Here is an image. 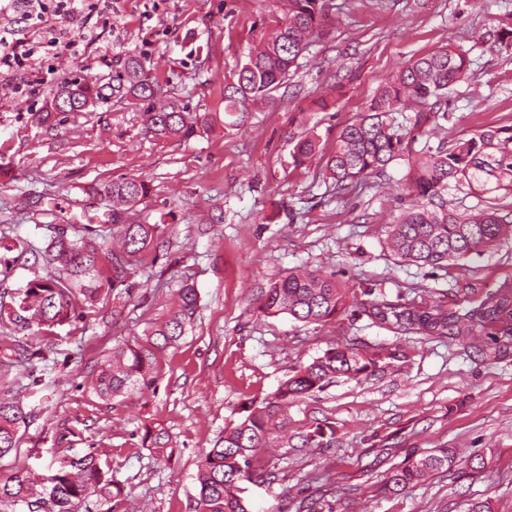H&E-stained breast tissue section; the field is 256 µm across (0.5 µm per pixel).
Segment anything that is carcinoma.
<instances>
[{
    "label": "carcinoma",
    "mask_w": 512,
    "mask_h": 512,
    "mask_svg": "<svg viewBox=\"0 0 512 512\" xmlns=\"http://www.w3.org/2000/svg\"><path fill=\"white\" fill-rule=\"evenodd\" d=\"M329 14L324 0H288V12L278 27L251 49L236 79L224 84V113L242 114L258 100L268 99L287 80L291 68L316 38L325 34ZM468 52L448 44L425 56L412 59L380 85L365 112L346 125L329 153L320 148L316 133L300 138L293 148L295 166L316 161L333 180L336 194L367 177L387 176L389 165L409 157L406 188L408 201L396 222L390 225L387 248L392 255L420 266L442 267L448 262L480 257L496 250L512 237V127L489 129L469 138L437 145L425 141L423 125L447 119V95L451 86L469 76ZM112 93L151 100L153 83L143 77L139 59L129 56L112 78ZM107 100L102 88L73 82L62 86L52 97L49 108L37 121H51L60 103L69 111L80 112ZM421 107L415 122L407 127L393 114L409 104ZM147 128L163 141H186L211 126L217 117L211 113L188 112L170 104L144 113ZM462 188L480 197L478 205L460 210L448 200V190ZM151 185L145 178H123L88 187V193L112 199V223L118 249L106 246L85 225L70 236L62 231L51 239L43 252L47 264L57 270L49 277L29 281L24 291L10 302L0 300V323L23 334L0 344V369L8 372L15 364L30 360V336H53L70 323L80 303L96 301L102 291L125 282L128 267L157 237L156 224L123 222L125 211L149 196ZM176 300L161 317L152 321L144 338L134 344L118 343L101 364L93 380V392L103 400L123 397L135 391L156 389L162 377V352L176 346L193 328L199 310V293L186 283L176 290ZM373 323L396 332L415 331L426 336H459L462 342L489 338L498 347L512 344V283H503L478 306L460 314L438 306H420L374 300L362 304ZM346 308V294L335 275L320 272H290L261 291L257 311L265 317L286 314L305 323L327 320ZM396 354L384 350L362 351L337 346L325 351L312 363L295 371L275 397L250 410L240 422L224 431V437L205 453L197 472L198 489L193 512H246L242 483L251 475V460L266 445L275 417L288 403L309 397L341 377L357 378L372 371L380 362ZM27 423L23 404L0 396V459L18 450L22 426ZM144 442L157 456L167 455L169 435L161 429L146 428ZM453 456L443 449L410 457L391 469L383 488L398 492L424 480L431 472L452 463ZM123 495V488L104 468L100 453L88 449L81 456L62 460L57 473L46 476L20 472L0 480V502L20 505L26 512L90 510L89 499L106 501Z\"/></svg>",
    "instance_id": "carcinoma-1"
}]
</instances>
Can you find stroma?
<instances>
[{"label": "stroma", "mask_w": 512, "mask_h": 512, "mask_svg": "<svg viewBox=\"0 0 512 512\" xmlns=\"http://www.w3.org/2000/svg\"><path fill=\"white\" fill-rule=\"evenodd\" d=\"M287 8V0H101L75 55L44 40L61 28L58 16L28 19L25 0L0 12V28L35 45L45 78L20 94L12 87L26 72L0 80V237L21 242L0 253V295L52 273L40 255L70 225L113 243L112 203L86 194L89 185L147 178L150 195L126 219L163 229L124 286L79 304L71 324L35 340L29 363L0 378L33 415L19 450L0 459V480L52 474L64 449L93 447L142 512H191L199 462L225 428L295 370L349 344L399 357L278 416L252 463L247 512H466L468 500L486 498L493 512H512V349L493 358L449 337L400 335L352 303L310 325L255 309L260 288L291 270L320 269L350 293L368 287L378 300L453 311L512 282V242L444 268L391 254L386 230L403 204L407 158L390 164L387 179L342 195L318 167L292 160L300 136L316 132L332 148L399 67L449 43L468 50L471 74L449 90L435 139L512 126V60L496 33L499 21L512 23V0H327L330 28L272 99L240 124L218 122L187 141H156L142 121L146 103L129 97L59 113L51 127L33 120L61 84L111 83L130 55L156 84L155 105L223 111L225 83ZM186 281L200 294L197 320L163 353L157 389L98 398L90 382L113 346L141 336ZM148 427L168 433L171 457L144 447ZM318 427L326 447H303ZM439 448L453 451L451 466L380 493L391 468ZM478 454L481 469L471 464Z\"/></svg>", "instance_id": "obj_1"}]
</instances>
